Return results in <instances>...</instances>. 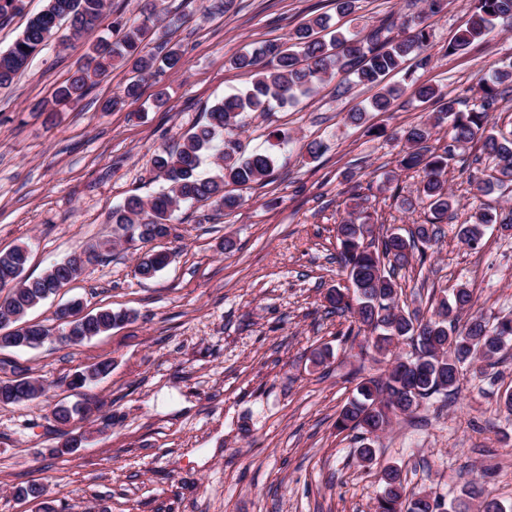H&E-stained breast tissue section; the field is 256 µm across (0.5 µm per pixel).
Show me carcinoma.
<instances>
[{
    "label": "carcinoma",
    "instance_id": "carcinoma-1",
    "mask_svg": "<svg viewBox=\"0 0 512 512\" xmlns=\"http://www.w3.org/2000/svg\"><path fill=\"white\" fill-rule=\"evenodd\" d=\"M46 5L32 15L13 44L0 51V87L10 85L29 65L32 57L58 36L61 23L69 22L68 38H80L95 29L106 7V0H45ZM425 8L416 17L398 18L364 34L362 31L336 28L330 38L329 19L316 16L302 23L285 41L248 44L231 58L236 69L252 73L253 80L245 91L230 94L211 106L206 121L188 134L182 148L171 153L161 150L152 158L153 167L165 187L147 200L139 196L127 199L112 210L115 241L147 244L170 234V222L182 204L211 202L219 208L233 210L240 197L226 186L247 187L263 184L274 171V153L270 150L245 154L238 129L244 126L245 114L267 112L272 105L296 106L313 95L320 85L338 74L354 78V83L374 91L369 101L377 112L390 110L402 89L386 87L383 80L403 69L408 58L426 67L431 56L429 16L439 12L443 0H423ZM24 0H0V27L23 11ZM470 18L448 44L455 54L474 43L484 41L493 32L495 21L512 17V0H470ZM151 10L138 24L120 21L121 31L115 40L99 37L87 45L85 65L55 92L58 105L81 101L97 80L117 67L134 73L122 93L112 97L104 111H113L128 99L140 96L141 85L160 71L177 72L184 66L183 52L170 44L151 20ZM512 87V58L489 79L479 83V103L467 112L456 110V100L441 89L428 84L413 85V95L426 103L436 104L437 121L450 120L451 139L457 144L479 143L497 161L498 172L512 180V131L496 133L489 127V109L501 95L499 87ZM436 125L422 121L404 132L406 152L402 165L422 172L419 198L427 201L431 218L403 235L390 232L373 236L372 225L362 218L365 199L352 196L353 212L358 217L336 226V240L347 285L333 288L326 295L336 312L348 313L367 333L365 341L373 350L389 358L383 378L363 377L356 394L341 409L336 429L358 431L370 437L389 428L393 419L413 414L419 402L448 397L457 388L464 366L473 374L483 375L494 366L502 353L512 347V317L503 316L492 324L473 317L457 324L459 314L472 306L473 294L465 288L452 292V301L439 303L434 315L420 319L396 303L399 284L391 268L409 263L420 246L430 243L440 233L439 224L455 205L446 178L449 152L438 154L428 142ZM212 156L214 172L199 174L204 157ZM495 222L489 213L476 212L457 227V237L472 249L482 245L486 225ZM29 261L27 248L17 246L0 252V290L9 284L5 276L19 277ZM170 262L166 251L145 252L138 257L135 273L151 279ZM84 265L73 256L52 265L43 275L26 278L22 286L9 288L8 304L0 305V329L15 324L27 311L47 299L56 284H68L82 272ZM133 318L128 311L103 308L85 321H77L71 331L75 343L106 333ZM54 335L43 324L24 325L3 335L10 348H37ZM400 344L410 351L397 353ZM112 363L101 361L75 375L84 386L109 373ZM42 393L36 380L22 375L0 380V404L9 405L37 397ZM382 491L377 496L376 512H440L439 499L426 493L407 494L399 470L385 466L380 470ZM13 496L40 499L44 488L32 483L14 489ZM454 512H507L503 502L482 499L477 485H472L467 499L459 500Z\"/></svg>",
    "mask_w": 512,
    "mask_h": 512
}]
</instances>
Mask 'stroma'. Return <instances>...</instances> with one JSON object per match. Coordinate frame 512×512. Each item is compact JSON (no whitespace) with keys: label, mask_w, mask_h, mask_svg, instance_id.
Instances as JSON below:
<instances>
[{"label":"stroma","mask_w":512,"mask_h":512,"mask_svg":"<svg viewBox=\"0 0 512 512\" xmlns=\"http://www.w3.org/2000/svg\"><path fill=\"white\" fill-rule=\"evenodd\" d=\"M184 14L171 35L185 65L145 82L140 100L114 112L102 103L130 81L112 69L79 103L55 105V89L80 65L82 41L52 40L13 83L0 88V251L28 246L26 275L39 276L73 250L99 256L67 288L29 311L52 324L57 306L81 300L85 311L130 310L134 321L77 345L46 342L35 350H1L0 378L26 369L40 397L0 405V512H39L14 499V487L43 485L62 512H375L379 465L401 469L407 489L444 503L471 481L512 506V420L500 394L512 388V358L482 379L466 376L455 399L422 405L373 439L377 463L358 458L357 433L337 431L336 417L356 384L355 371L384 375V359L359 360L341 338L350 317L328 313V289L344 284L336 226L348 220L352 195L366 198L374 224L409 229L429 215L417 198L418 172L399 160L396 132L436 116L410 96L392 111L370 112L362 125L348 112L369 89L332 80L299 105L246 120L247 151L268 146L277 131L271 180L241 189V206L218 211L198 203L176 211L168 237L154 249L171 263L150 280L135 274L137 255L112 240V209L147 197L162 182L153 154L182 144L207 108L248 87L249 73L231 56L251 42L286 39L299 23L333 13L332 0H166ZM422 0H359L344 27L371 30L393 15L413 16ZM469 18L466 0H447L429 17L428 67L414 80L439 86L470 109L480 78L512 56V19L466 51L447 47ZM166 87L167 105L149 102ZM323 142L318 159L301 153ZM450 149L448 188L459 203L454 221L426 246L422 259L397 272L398 303L430 316L450 288L473 293L471 315L512 314V235L489 227L478 249L456 226L477 210L512 216V183L482 189L496 162L479 145L454 144L447 125L430 141ZM414 202L405 209L403 199ZM329 348L314 367L315 350ZM108 360L111 372L80 390L71 378ZM89 410L63 427L55 403ZM81 444L66 449L72 438Z\"/></svg>","instance_id":"obj_1"}]
</instances>
